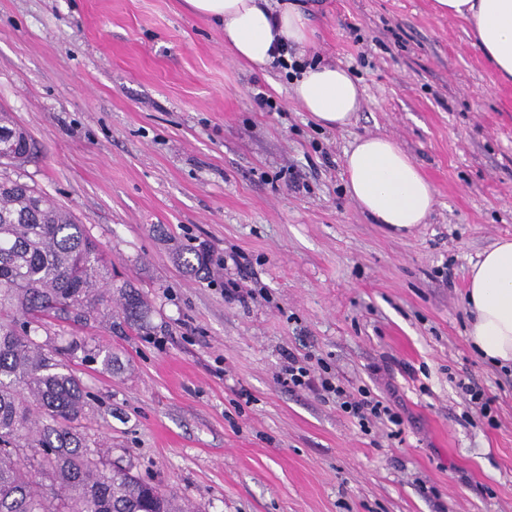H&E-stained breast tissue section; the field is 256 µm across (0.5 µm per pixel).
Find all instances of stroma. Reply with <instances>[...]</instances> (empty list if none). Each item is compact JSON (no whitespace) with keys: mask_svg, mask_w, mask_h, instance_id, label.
I'll use <instances>...</instances> for the list:
<instances>
[{"mask_svg":"<svg viewBox=\"0 0 512 512\" xmlns=\"http://www.w3.org/2000/svg\"><path fill=\"white\" fill-rule=\"evenodd\" d=\"M302 2L311 56L363 91L341 129L294 102L284 69L236 61L184 0H0V108L34 143L21 179L147 303L140 327L116 310L49 329L112 356L65 359L92 395L84 431L187 512H512V371L472 347L464 296L479 255L512 238V82L432 0ZM374 134L435 189L412 233L345 190L346 150ZM191 249L243 255L260 300H225L184 266ZM289 348L394 405L401 437L278 385ZM467 384L495 396L496 425Z\"/></svg>","mask_w":512,"mask_h":512,"instance_id":"1","label":"stroma"}]
</instances>
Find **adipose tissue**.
Returning <instances> with one entry per match:
<instances>
[{"instance_id":"obj_1","label":"adipose tissue","mask_w":512,"mask_h":512,"mask_svg":"<svg viewBox=\"0 0 512 512\" xmlns=\"http://www.w3.org/2000/svg\"><path fill=\"white\" fill-rule=\"evenodd\" d=\"M186 9L224 30V46L238 61L261 70L275 65L279 48L306 54L313 31L297 0L271 8L268 0H184ZM434 11L465 21L501 81H512V0H433ZM293 98L321 126L343 127L360 109L361 88L341 66H303ZM346 189L362 210L392 233L426 223L435 189L414 160L390 137L357 139L345 154ZM468 335L489 363L512 366V239L486 249L472 265Z\"/></svg>"}]
</instances>
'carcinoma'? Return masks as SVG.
Returning <instances> with one entry per match:
<instances>
[{"label": "carcinoma", "instance_id": "carcinoma-1", "mask_svg": "<svg viewBox=\"0 0 512 512\" xmlns=\"http://www.w3.org/2000/svg\"><path fill=\"white\" fill-rule=\"evenodd\" d=\"M33 143L0 109V165L20 170ZM121 314L146 302L119 289ZM112 306V262L68 209L0 177V512H183L175 495L112 463L79 426L89 405L80 379L39 341L52 320L85 325Z\"/></svg>", "mask_w": 512, "mask_h": 512}]
</instances>
